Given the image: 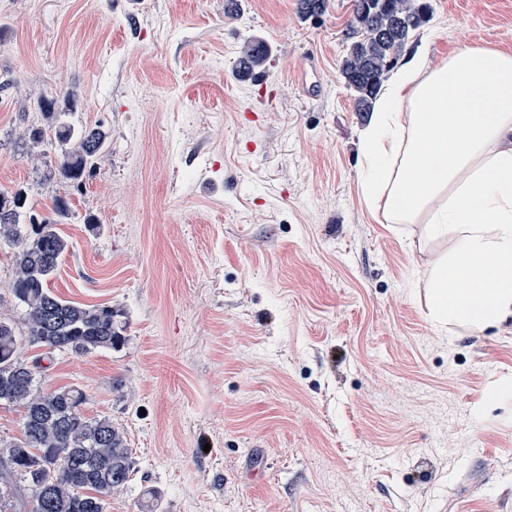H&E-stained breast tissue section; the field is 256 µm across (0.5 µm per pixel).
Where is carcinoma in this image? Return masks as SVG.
Returning a JSON list of instances; mask_svg holds the SVG:
<instances>
[{"instance_id": "obj_1", "label": "carcinoma", "mask_w": 512, "mask_h": 512, "mask_svg": "<svg viewBox=\"0 0 512 512\" xmlns=\"http://www.w3.org/2000/svg\"><path fill=\"white\" fill-rule=\"evenodd\" d=\"M432 16L429 0H354L340 76L358 112H370L411 35ZM35 143L58 147L49 173L79 187L103 158L106 135L72 120L31 128ZM14 250L11 293L24 321L0 317V405L22 409L21 438L0 439V512H112V496L135 475L132 450L108 417L84 413L77 385L42 387L43 356H88L124 344L123 313L55 295L49 282L68 251L52 222L27 210L19 190L0 192V244ZM44 350L28 362L21 344Z\"/></svg>"}]
</instances>
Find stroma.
Here are the masks:
<instances>
[{
	"label": "stroma",
	"instance_id": "stroma-1",
	"mask_svg": "<svg viewBox=\"0 0 512 512\" xmlns=\"http://www.w3.org/2000/svg\"><path fill=\"white\" fill-rule=\"evenodd\" d=\"M431 4L408 44L432 64L512 44V0ZM352 13L0 0V190L67 240L52 292L127 321L120 349L43 372L133 450L112 512H512V318L436 331L424 272L447 242L364 203ZM255 40L259 86L236 70ZM44 97L108 134L80 188L21 138L52 125Z\"/></svg>",
	"mask_w": 512,
	"mask_h": 512
}]
</instances>
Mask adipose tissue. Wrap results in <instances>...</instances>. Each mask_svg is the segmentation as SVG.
<instances>
[{
	"mask_svg": "<svg viewBox=\"0 0 512 512\" xmlns=\"http://www.w3.org/2000/svg\"><path fill=\"white\" fill-rule=\"evenodd\" d=\"M364 201L426 226L448 251L428 266L436 330L512 318V48L405 60L361 137Z\"/></svg>",
	"mask_w": 512,
	"mask_h": 512,
	"instance_id": "1",
	"label": "adipose tissue"
}]
</instances>
